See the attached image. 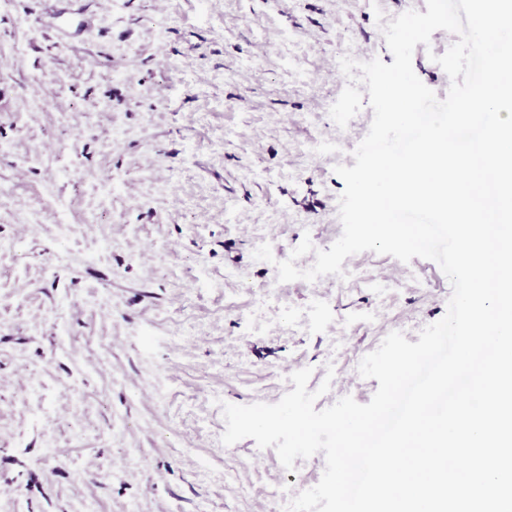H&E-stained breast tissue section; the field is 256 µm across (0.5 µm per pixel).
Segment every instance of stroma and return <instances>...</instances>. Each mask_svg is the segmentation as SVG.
Here are the masks:
<instances>
[{"mask_svg": "<svg viewBox=\"0 0 512 512\" xmlns=\"http://www.w3.org/2000/svg\"><path fill=\"white\" fill-rule=\"evenodd\" d=\"M87 3L91 26L63 44L37 17L69 0H0V512H284L269 490L315 486L323 454L290 471L253 439L223 445V404L278 402L306 367L309 390L332 380L316 409L368 403L362 358L447 311L437 263L371 251L285 301L248 292L274 277L261 239L288 256L340 237L334 168L353 165L370 105L338 154L305 151L337 132L339 52L392 63L375 9L426 0ZM456 40L413 53L441 99L433 58Z\"/></svg>", "mask_w": 512, "mask_h": 512, "instance_id": "obj_1", "label": "stroma"}]
</instances>
